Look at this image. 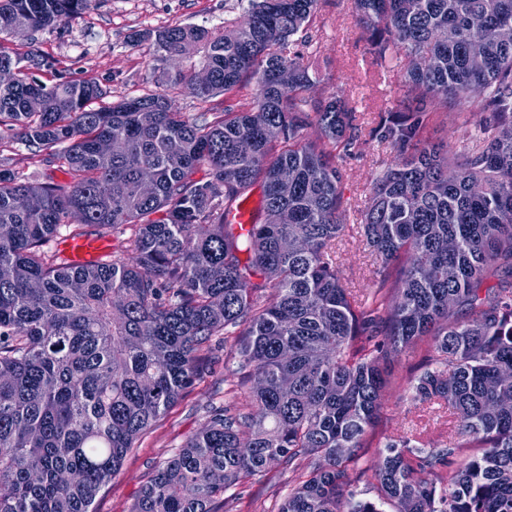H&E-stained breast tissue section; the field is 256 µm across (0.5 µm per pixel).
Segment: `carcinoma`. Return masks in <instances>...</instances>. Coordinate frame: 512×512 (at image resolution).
Masks as SVG:
<instances>
[{
    "instance_id": "cac0c4a2",
    "label": "carcinoma",
    "mask_w": 512,
    "mask_h": 512,
    "mask_svg": "<svg viewBox=\"0 0 512 512\" xmlns=\"http://www.w3.org/2000/svg\"><path fill=\"white\" fill-rule=\"evenodd\" d=\"M90 2L0 0V39ZM321 3L248 0L222 33L136 35L163 62L204 50L205 84L165 69L198 99L255 82L252 103L211 114L156 94L96 108L97 83L48 85L32 75L44 57L0 51L16 69L0 84V125L66 174L33 180L0 159V512H93L232 329L231 400L154 467L132 512H230L229 490L273 463L293 482L277 512H512V0H355L371 63L408 61L401 108L369 122L347 98L312 96L297 42L312 43ZM454 102L468 109L446 110ZM438 121L474 126L475 147L453 158L425 144ZM371 139L398 161L358 209L377 265L360 295L336 247L343 163ZM257 184L252 224L227 222ZM124 225L136 227L131 259L76 265L52 249ZM424 345L408 391L448 412L444 440L376 444L388 371ZM366 474L375 500L350 491Z\"/></svg>"
}]
</instances>
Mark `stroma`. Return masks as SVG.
Returning a JSON list of instances; mask_svg holds the SVG:
<instances>
[{
  "mask_svg": "<svg viewBox=\"0 0 512 512\" xmlns=\"http://www.w3.org/2000/svg\"><path fill=\"white\" fill-rule=\"evenodd\" d=\"M243 7L238 0H92L79 17L42 30L12 37L7 46L20 53L34 52L48 58L53 66L37 71L47 84L60 80H92L108 92L109 102L146 93L169 94L176 108L190 115L220 112L226 106L252 102L255 85L243 83L234 96H217L203 101L172 94L163 76L165 65L155 60L149 43L135 42L134 34L175 25H197L210 30L240 21ZM303 59L316 67L319 82L314 95L323 99L343 90L366 117L394 107L406 96L402 74L405 60L393 61L384 71L371 67L365 43L355 18V0H323L317 17V36ZM395 152L384 143L369 142L362 155L345 162V196L348 200V236L336 254L337 266L349 286L365 288L371 283L374 258L359 234L357 210L362 207L370 183L382 167L392 162ZM0 158L24 176L43 174L62 179L48 152L31 153L14 130L0 127ZM223 342H216L210 369L161 416L142 437L138 448L125 458L111 485L96 498L94 512H131L136 494L153 466L171 456L207 422L211 410L228 402L230 372L236 360L225 357ZM417 357L396 366L382 400L374 427L377 441L400 437L418 422V412L402 389ZM236 512H273L288 491V477L272 468L268 480L258 482L241 477Z\"/></svg>",
  "mask_w": 512,
  "mask_h": 512,
  "instance_id": "35a3bbf8",
  "label": "stroma"
}]
</instances>
